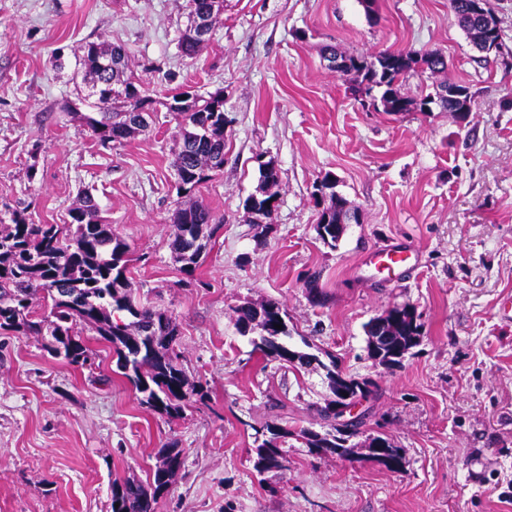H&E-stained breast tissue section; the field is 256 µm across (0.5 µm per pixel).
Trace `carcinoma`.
Here are the masks:
<instances>
[{"mask_svg": "<svg viewBox=\"0 0 512 512\" xmlns=\"http://www.w3.org/2000/svg\"><path fill=\"white\" fill-rule=\"evenodd\" d=\"M458 25L472 44L489 51L478 25L471 19L468 0H449ZM216 0H191L192 19L180 37L182 53L194 56L201 43L195 35L196 18L211 16ZM81 64L92 82L90 95L97 97V116L82 119L102 145L122 143L147 127L146 116L153 111V100L142 95L139 77L125 48L119 44L89 42L81 47ZM324 58L347 62L342 73L361 76L365 94L376 91L383 111L398 114L411 111L412 101L401 93V82L418 69L430 74L446 68L444 56L437 51L411 52L383 50L369 57L337 54L336 47L323 48ZM451 85L443 81L419 105L431 104L442 112L459 113L462 106L441 96ZM184 112L175 113L178 135L173 143L177 157V180L182 194H192L200 185L224 168V96L220 92L206 97L189 95ZM278 171L263 165L257 193L245 204L247 213L276 196ZM352 210L348 200L329 189L328 205L319 213L318 223L336 224ZM173 224L171 250L175 263L186 277L193 278L207 246L222 220L199 200L178 204ZM130 246L99 215L94 196L85 192L69 210L66 224H34L22 211L11 213L10 223H0V330L26 336H49V348L71 366L83 367L93 356L82 337L88 330L109 344L117 356L116 366L140 394V404L169 419L182 415L185 408L203 401L207 392L189 383L177 350L179 327L167 311L138 303L132 294L128 272ZM236 326L247 336L254 321L267 329V335L252 339L255 349L266 358L280 360L290 349L286 311L278 301L246 303L235 309ZM392 336L395 353L381 357L387 369L401 366L405 355L419 345L422 324L419 315L407 306H393L377 317ZM282 328H276V325ZM330 397L318 407L323 430L301 427L292 430L278 422H266L254 428L252 466L257 475L279 471L283 467L282 446L286 439L303 440L312 455H334L351 460V438L358 428L346 432L347 424L336 422V379L343 376L361 383L366 396L374 394L377 384L370 379L346 375L335 360L322 364ZM367 456L396 472L405 461L402 449L382 433L365 439ZM183 464V450L171 442L159 451V462L152 479L142 484L127 480L112 485V512H156L159 499L168 491Z\"/></svg>", "mask_w": 512, "mask_h": 512, "instance_id": "1", "label": "carcinoma"}]
</instances>
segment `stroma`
<instances>
[{
    "mask_svg": "<svg viewBox=\"0 0 512 512\" xmlns=\"http://www.w3.org/2000/svg\"><path fill=\"white\" fill-rule=\"evenodd\" d=\"M489 3L503 38L483 53L448 0H375L371 17L361 0H224L187 57L190 0H0V218L63 224L90 191L137 257L134 296L176 320L185 372L208 393L169 419L140 404L94 333L83 334L92 372L0 334V512H112L113 484L148 482L172 441L183 466L157 512H512V324L497 316L512 293V0ZM88 42L123 45L140 68L160 105L145 133L94 138ZM326 44L358 57L440 51L471 110L383 112L356 75L328 69ZM175 88L224 94V169L194 194L223 224L189 284L171 252L178 122L161 103ZM269 160L278 203L260 238L244 203ZM327 173L359 214L333 248L313 197ZM388 243L417 248V269L395 280L367 267ZM266 300L283 304L296 349L377 383L360 432L403 448L400 471L290 439L281 471L253 475L254 426L321 430L328 393L322 369L265 360L239 333L235 307ZM405 304L423 338L389 370L369 357L364 326Z\"/></svg>",
    "mask_w": 512,
    "mask_h": 512,
    "instance_id": "stroma-1",
    "label": "stroma"
}]
</instances>
